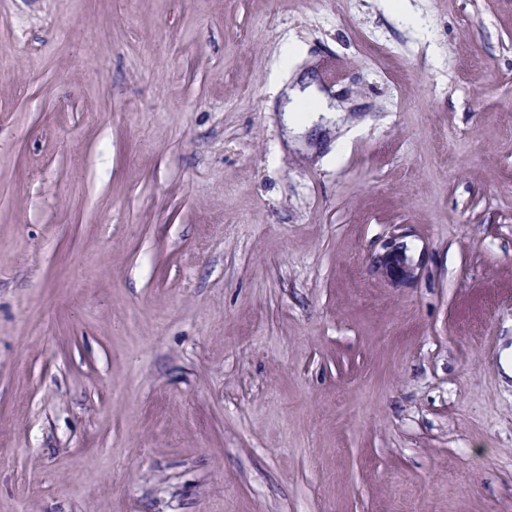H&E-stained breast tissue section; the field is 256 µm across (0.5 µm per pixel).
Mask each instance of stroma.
I'll list each match as a JSON object with an SVG mask.
<instances>
[{
    "label": "stroma",
    "mask_w": 512,
    "mask_h": 512,
    "mask_svg": "<svg viewBox=\"0 0 512 512\" xmlns=\"http://www.w3.org/2000/svg\"><path fill=\"white\" fill-rule=\"evenodd\" d=\"M409 3L0 0V512H512V0ZM383 252L373 255L371 266L386 276L390 281L398 283L414 277V268L408 261L404 245L397 242V236L392 235L389 241L383 244Z\"/></svg>",
    "instance_id": "obj_1"
}]
</instances>
